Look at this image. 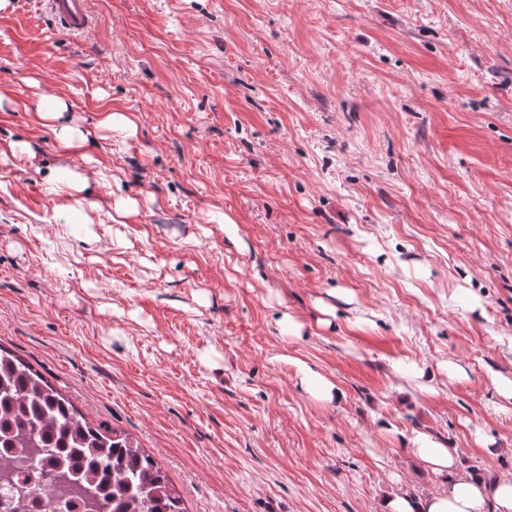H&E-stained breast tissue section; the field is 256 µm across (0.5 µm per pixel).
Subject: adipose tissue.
Listing matches in <instances>:
<instances>
[{
    "instance_id": "1",
    "label": "adipose tissue",
    "mask_w": 512,
    "mask_h": 512,
    "mask_svg": "<svg viewBox=\"0 0 512 512\" xmlns=\"http://www.w3.org/2000/svg\"><path fill=\"white\" fill-rule=\"evenodd\" d=\"M87 189V176L74 170L57 184V192L67 197L62 208L65 223L93 224L94 206L87 200ZM412 452L422 463L448 475V491L422 500L398 492L386 500L384 512H481L487 504L492 506L493 512H512V473L488 481L458 472L453 455L440 441L427 434L413 439Z\"/></svg>"
}]
</instances>
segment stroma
Masks as SVG:
<instances>
[{"label":"stroma","instance_id":"1","mask_svg":"<svg viewBox=\"0 0 512 512\" xmlns=\"http://www.w3.org/2000/svg\"><path fill=\"white\" fill-rule=\"evenodd\" d=\"M90 7L77 38L38 0L0 10V146H29L0 155V347L133 436L186 512L441 495L419 433L512 472V0ZM48 93L127 223L50 230ZM301 384L310 394L323 401H332L338 395L336 385L310 366L300 363Z\"/></svg>","mask_w":512,"mask_h":512}]
</instances>
